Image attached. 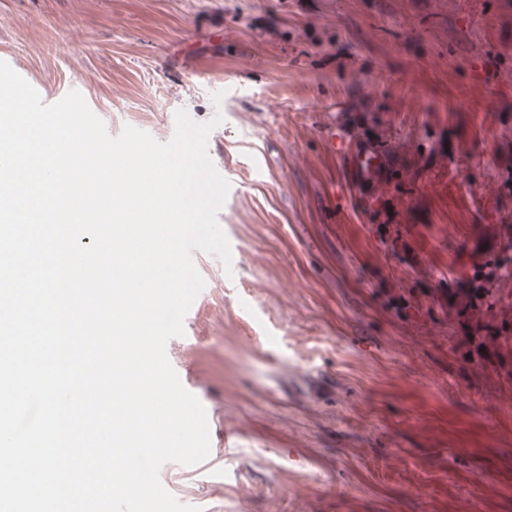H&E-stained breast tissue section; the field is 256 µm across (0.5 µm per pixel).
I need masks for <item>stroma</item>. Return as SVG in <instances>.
<instances>
[{
	"mask_svg": "<svg viewBox=\"0 0 512 512\" xmlns=\"http://www.w3.org/2000/svg\"><path fill=\"white\" fill-rule=\"evenodd\" d=\"M505 2L489 0L488 23L442 0H0V56L49 97L81 79L111 135L130 125L164 138L181 109L219 121L208 146L230 184L218 222L232 264L195 252V337L166 351L193 362V393L234 447L169 473L181 503L512 512V414L479 410L486 382L512 395V339L462 359L438 278L466 259L434 241L464 214L418 193L448 168L416 151L458 125V65L486 48L512 54ZM179 40L231 83L182 74L169 55ZM325 101L335 113L318 111ZM364 104L386 109L382 134L417 171L415 204L394 224H374L347 150H326ZM507 117L512 94L462 132L456 161L501 177ZM335 190L351 222H328Z\"/></svg>",
	"mask_w": 512,
	"mask_h": 512,
	"instance_id": "35a3bbf8",
	"label": "stroma"
}]
</instances>
